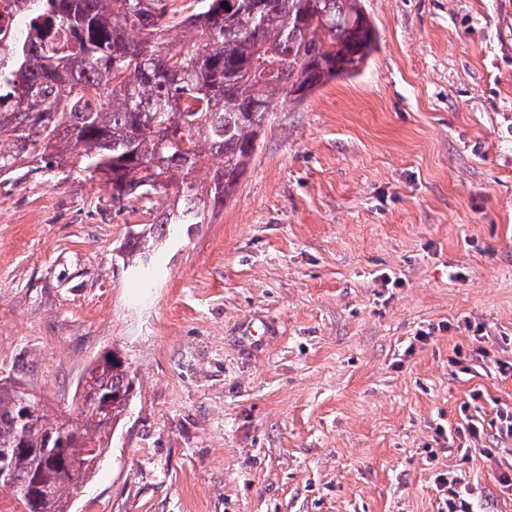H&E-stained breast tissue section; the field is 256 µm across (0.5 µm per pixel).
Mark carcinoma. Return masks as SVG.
Instances as JSON below:
<instances>
[{
    "mask_svg": "<svg viewBox=\"0 0 512 512\" xmlns=\"http://www.w3.org/2000/svg\"><path fill=\"white\" fill-rule=\"evenodd\" d=\"M172 2L0 0V16L23 22L0 33V175L81 168L112 185L118 212L174 189L127 243L137 269L174 226L232 199L275 99L359 73L377 43L361 0ZM135 389L123 358L95 362L64 420L21 381L0 383L10 512H71Z\"/></svg>",
    "mask_w": 512,
    "mask_h": 512,
    "instance_id": "1",
    "label": "carcinoma"
}]
</instances>
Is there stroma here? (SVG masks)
I'll list each match as a JSON object with an SVG mask.
<instances>
[{
    "instance_id": "1",
    "label": "stroma",
    "mask_w": 512,
    "mask_h": 512,
    "mask_svg": "<svg viewBox=\"0 0 512 512\" xmlns=\"http://www.w3.org/2000/svg\"><path fill=\"white\" fill-rule=\"evenodd\" d=\"M362 3V71L148 278L105 181L0 179V379L54 416L105 352L138 383L73 512H445L443 473L512 512V0Z\"/></svg>"
}]
</instances>
